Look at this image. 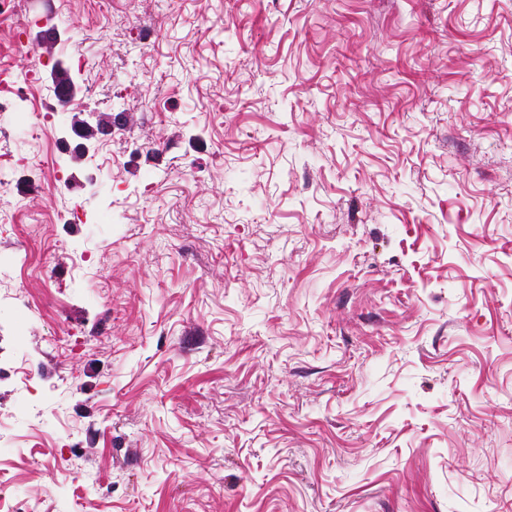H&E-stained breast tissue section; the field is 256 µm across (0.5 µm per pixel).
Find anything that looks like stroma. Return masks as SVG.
<instances>
[{"instance_id": "35a3bbf8", "label": "stroma", "mask_w": 512, "mask_h": 512, "mask_svg": "<svg viewBox=\"0 0 512 512\" xmlns=\"http://www.w3.org/2000/svg\"><path fill=\"white\" fill-rule=\"evenodd\" d=\"M1 85V498L512 512V0H7Z\"/></svg>"}]
</instances>
